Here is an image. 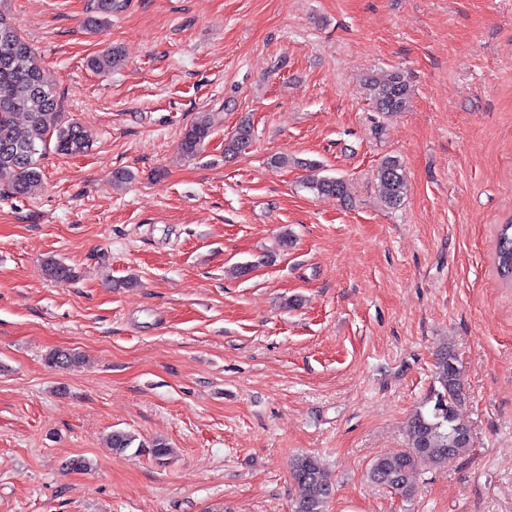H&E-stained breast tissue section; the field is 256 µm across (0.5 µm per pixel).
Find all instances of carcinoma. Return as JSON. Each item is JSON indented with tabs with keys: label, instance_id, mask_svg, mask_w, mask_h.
I'll list each match as a JSON object with an SVG mask.
<instances>
[{
	"label": "carcinoma",
	"instance_id": "cac0c4a2",
	"mask_svg": "<svg viewBox=\"0 0 512 512\" xmlns=\"http://www.w3.org/2000/svg\"><path fill=\"white\" fill-rule=\"evenodd\" d=\"M112 15V0H97L88 26L99 29ZM122 64L118 51L111 49L87 59V67L108 74ZM369 90L379 112L394 113L406 109L410 100V84L404 73L394 71L383 77H371ZM26 116V126L16 123V115ZM214 127L212 114L200 112L180 139L179 149L188 157L198 156L207 144ZM253 140L250 121L244 119L234 133L224 140V155L234 156L248 148ZM58 154L74 156L86 153L90 141L83 128L62 112L60 94L46 78L40 58L29 41L12 22L0 14V181L15 197L32 193L42 177L41 161L49 148ZM377 177L386 204L400 203L407 191L404 170L395 158L385 159ZM305 187L317 196L339 199L345 195L344 180L332 176L312 175ZM495 264L499 275L512 279V220L500 225L496 234ZM44 276L57 283L74 278L72 268L54 258L42 265ZM78 361V356L63 350L49 354L48 362L61 369ZM437 379L440 388L432 397L433 405L416 412L407 426L408 447L394 454H382L371 464L368 478L409 497L413 493L411 474L424 464H437L450 456L465 453L471 433L458 417L457 408L465 400V384L453 351L438 359ZM136 437L114 431L110 447L119 453L136 447V453H147L157 461H165L172 448L163 440L135 444ZM291 475L299 494L294 512H326L333 487L324 479L318 461L311 456L294 459Z\"/></svg>",
	"mask_w": 512,
	"mask_h": 512
}]
</instances>
